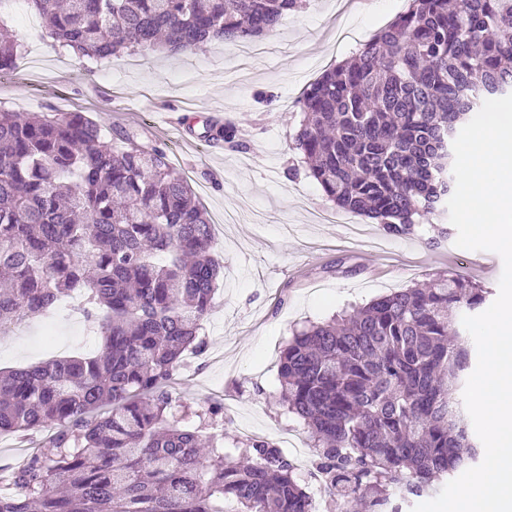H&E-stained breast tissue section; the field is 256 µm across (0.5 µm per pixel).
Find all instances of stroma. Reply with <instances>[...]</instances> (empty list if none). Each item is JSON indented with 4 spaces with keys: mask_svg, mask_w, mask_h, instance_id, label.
<instances>
[{
    "mask_svg": "<svg viewBox=\"0 0 512 512\" xmlns=\"http://www.w3.org/2000/svg\"><path fill=\"white\" fill-rule=\"evenodd\" d=\"M344 4L306 0L266 36L265 53L247 60L232 58L219 41L82 57L50 38L28 8L0 14L21 44L15 69L0 77V112H82L106 139L123 132L144 148H164L206 210L223 273L200 328L207 347L178 370L168 420L191 427L203 402L220 404L228 448L248 433L287 451L308 447L307 428L278 398L280 354L306 322L453 272L499 291L501 257L457 247L442 233L448 216L409 234L358 214L319 222L318 212L333 203L294 148L301 94L354 50L336 40L337 13L366 40L406 8V0H369L353 12ZM227 121L240 129L244 147L217 136ZM99 347L96 324L61 304L22 331L0 333V369Z\"/></svg>",
    "mask_w": 512,
    "mask_h": 512,
    "instance_id": "stroma-1",
    "label": "stroma"
}]
</instances>
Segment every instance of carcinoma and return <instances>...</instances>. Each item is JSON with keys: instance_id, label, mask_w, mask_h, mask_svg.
<instances>
[{"instance_id": "obj_1", "label": "carcinoma", "mask_w": 512, "mask_h": 512, "mask_svg": "<svg viewBox=\"0 0 512 512\" xmlns=\"http://www.w3.org/2000/svg\"><path fill=\"white\" fill-rule=\"evenodd\" d=\"M47 34L101 59L271 34L302 0H27ZM17 38L0 30V71ZM512 93V0H410L303 91L296 149L337 206L408 234L453 194L452 141ZM212 224L160 147L104 140L81 112H0V330L75 293L100 319L87 357L0 370V434L48 428L0 488V512H316L275 442L168 420V382L212 308ZM488 291L461 274L383 294L293 333L280 400L312 439L311 476L344 512H402L476 446L459 391L460 316Z\"/></svg>"}]
</instances>
